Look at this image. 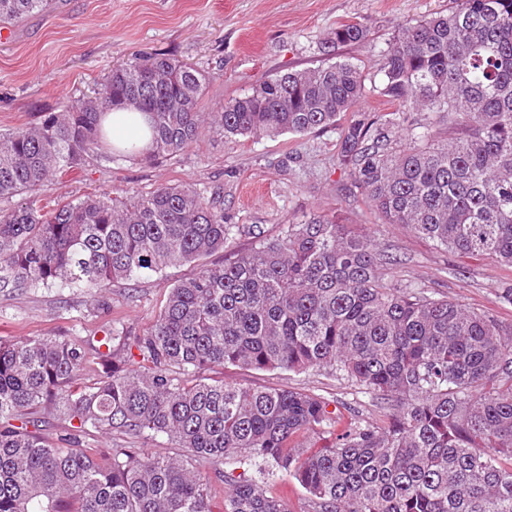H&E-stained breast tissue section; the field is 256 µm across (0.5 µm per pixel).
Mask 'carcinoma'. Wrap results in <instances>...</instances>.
<instances>
[{"mask_svg": "<svg viewBox=\"0 0 512 512\" xmlns=\"http://www.w3.org/2000/svg\"><path fill=\"white\" fill-rule=\"evenodd\" d=\"M51 2L0 0V21ZM369 32L365 20L340 24L323 51ZM379 72L375 91L397 109L342 128L338 158L354 187L385 223L512 268V0H453L402 25ZM206 83L158 53L112 69L95 96L38 125L0 133V198H29L0 212V292L96 294L194 267L140 336L109 327L96 345L0 339V512H212L216 482L224 512H290L266 489L273 478L298 483L310 512H512L511 326L388 277L400 259L334 217L276 236L258 227L248 252L203 264L239 230L218 191L161 185L51 209L31 199L99 150L116 107L144 115L150 134L147 147L130 141L122 153H182L204 123ZM363 92L345 60L287 72L225 103L215 129L303 135L338 123ZM229 365L327 369L369 396L383 422H352L329 445L300 448L301 436L334 433L330 401L203 376ZM52 420L67 426L60 444L44 437ZM94 434L165 436L182 452L118 446L100 459L85 447Z\"/></svg>", "mask_w": 512, "mask_h": 512, "instance_id": "cac0c4a2", "label": "carcinoma"}]
</instances>
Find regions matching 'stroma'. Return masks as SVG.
Wrapping results in <instances>:
<instances>
[{
	"mask_svg": "<svg viewBox=\"0 0 512 512\" xmlns=\"http://www.w3.org/2000/svg\"><path fill=\"white\" fill-rule=\"evenodd\" d=\"M447 8L448 0H53L50 8L9 23L11 35L0 41V133L39 123L60 106L91 95L114 67L154 53L208 76L202 110L211 118L270 76L328 63L321 49L328 33L363 19L371 26L368 38L338 55L371 84L380 79L382 54L400 24ZM340 132L329 126L303 136L227 139L207 125L184 152L151 163L119 156L106 145L45 182L37 198L62 204L185 182L220 191L225 213L243 231L213 255L216 263L251 248L250 226L275 236L311 215L334 216L391 246L400 259L391 270L395 278L512 325V304L500 298L512 284V269L491 258L460 257L404 225L384 223L339 162ZM191 271L188 265L172 267L96 296L80 288L42 287L0 295V338L67 335L92 341L112 326L141 335L153 324L168 287ZM220 376L229 384L324 396L340 408L344 426L354 418L380 417L355 384L325 369L228 366Z\"/></svg>",
	"mask_w": 512,
	"mask_h": 512,
	"instance_id": "35a3bbf8",
	"label": "stroma"
}]
</instances>
